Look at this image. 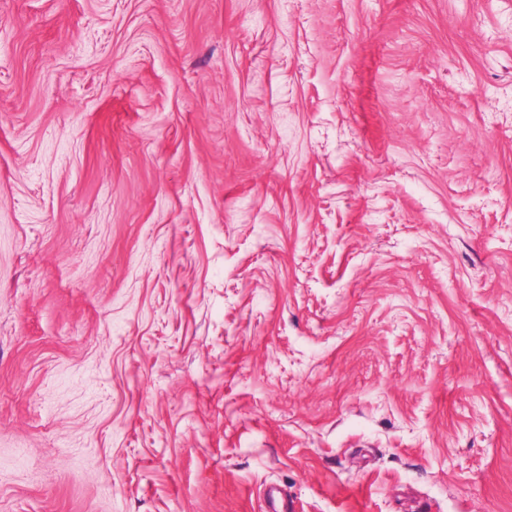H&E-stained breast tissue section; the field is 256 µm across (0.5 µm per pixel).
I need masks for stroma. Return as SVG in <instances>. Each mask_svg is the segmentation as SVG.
<instances>
[{
  "label": "stroma",
  "mask_w": 512,
  "mask_h": 512,
  "mask_svg": "<svg viewBox=\"0 0 512 512\" xmlns=\"http://www.w3.org/2000/svg\"><path fill=\"white\" fill-rule=\"evenodd\" d=\"M512 512V0H0V512Z\"/></svg>",
  "instance_id": "stroma-1"
}]
</instances>
